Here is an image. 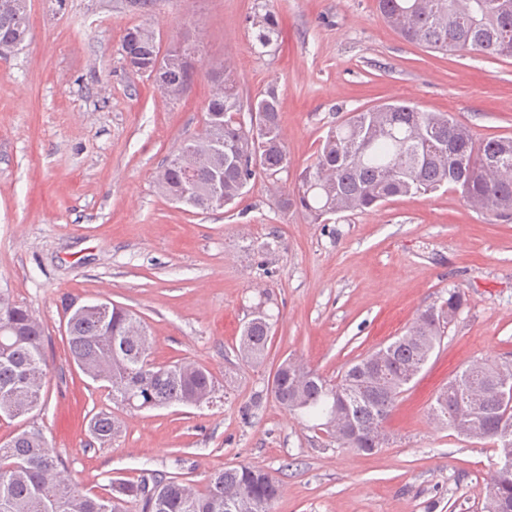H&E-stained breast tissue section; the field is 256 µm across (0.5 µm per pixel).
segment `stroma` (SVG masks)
I'll use <instances>...</instances> for the list:
<instances>
[{
    "label": "stroma",
    "instance_id": "obj_1",
    "mask_svg": "<svg viewBox=\"0 0 512 512\" xmlns=\"http://www.w3.org/2000/svg\"><path fill=\"white\" fill-rule=\"evenodd\" d=\"M259 1L155 0L145 14L129 0H27L28 38L0 54V291L49 338L33 420L90 494L148 470L188 474L202 491L211 473L252 464L281 486L272 512H482L493 451L435 424L429 407L473 361L512 354V220L450 190L313 224L281 211L262 175L237 207L202 213L165 199L154 178L201 127L207 61H228L244 96L277 86L289 159L280 179L291 186L329 127L388 101L448 113L480 139L512 136V58L408 42L376 0H263L279 38L261 53L249 22ZM142 24L161 52L186 38L199 48L178 101L125 61L123 35ZM452 289L467 302L377 452L336 448L275 401L286 357L336 376ZM66 296L138 312L152 361H197L216 378L213 401L117 410L121 433L91 443L87 418L107 399L72 364ZM261 301L277 321L264 363L251 366L237 345ZM258 392L261 407L244 416Z\"/></svg>",
    "mask_w": 512,
    "mask_h": 512
}]
</instances>
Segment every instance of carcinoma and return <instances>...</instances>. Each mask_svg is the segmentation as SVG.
Segmentation results:
<instances>
[{
	"label": "carcinoma",
	"mask_w": 512,
	"mask_h": 512,
	"mask_svg": "<svg viewBox=\"0 0 512 512\" xmlns=\"http://www.w3.org/2000/svg\"><path fill=\"white\" fill-rule=\"evenodd\" d=\"M384 20L407 41L438 52L512 56V0H377ZM252 18L258 45L278 41V23L266 4ZM28 30L27 0H0V48L14 49ZM123 51L129 67L153 74L159 57L154 31L146 25L126 30ZM190 61L167 72V83L184 90L193 83ZM213 83L205 107V133L184 140L162 166L158 187L166 198L185 199L201 212L215 210L212 190L219 187L224 205L243 195L258 174L273 182L288 169V150L279 120L278 90L270 85L244 99L229 66ZM255 122L246 123L242 113ZM264 131L253 138V128ZM189 157L193 164H183ZM448 187L466 202L496 217L512 215V136L477 140L472 129L445 112H427L407 102L385 103L352 113L320 140L314 161L293 188L279 187L278 208L302 211L312 223L328 217L363 212L391 198L428 195ZM465 305L463 293L423 309L390 343L349 362L334 379L291 358L272 378L271 393L289 413L313 422L341 448L372 454L385 444L383 424L395 402L448 335L450 318ZM272 315L257 304L244 324L237 347L241 360H264ZM70 356L82 373L108 388L112 400L141 411L207 404L215 377L193 361L155 366L150 361L151 336L135 312L111 305L106 315L86 312L67 323ZM48 337L26 308L0 292V420L13 421L40 406L46 386ZM498 362L484 361V372L468 380L461 372L455 387H443L430 404L431 420L458 431L479 430V441L501 448L503 434L512 435V394L505 397L496 377ZM484 387L486 400L476 411L465 403L468 383ZM121 431V421L108 410L91 414L90 438L104 445ZM483 512H512V467L496 465L482 490ZM280 486L264 469L249 464L213 473L205 491L174 473L150 471L136 482H110V493L91 497L70 479L64 461L43 431L18 428L11 445L0 446V512H271Z\"/></svg>",
	"instance_id": "cac0c4a2"
}]
</instances>
